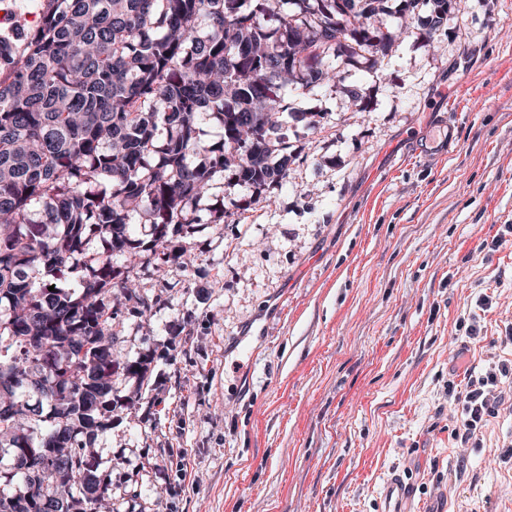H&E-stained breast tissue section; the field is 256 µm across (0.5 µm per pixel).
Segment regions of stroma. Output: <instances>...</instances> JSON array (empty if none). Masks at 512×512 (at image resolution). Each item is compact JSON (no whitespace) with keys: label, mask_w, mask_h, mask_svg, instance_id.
Masks as SVG:
<instances>
[{"label":"stroma","mask_w":512,"mask_h":512,"mask_svg":"<svg viewBox=\"0 0 512 512\" xmlns=\"http://www.w3.org/2000/svg\"><path fill=\"white\" fill-rule=\"evenodd\" d=\"M387 22L374 65L287 88L322 118L285 124L286 181L216 182L193 266L141 254L159 303L119 312L113 354L151 357L153 388L115 380L94 444L118 512H380L393 470L410 512H512V411L464 457L448 419L488 348L512 363V0Z\"/></svg>","instance_id":"1"}]
</instances>
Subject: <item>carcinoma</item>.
I'll list each match as a JSON object with an SVG mask.
<instances>
[{"mask_svg": "<svg viewBox=\"0 0 512 512\" xmlns=\"http://www.w3.org/2000/svg\"><path fill=\"white\" fill-rule=\"evenodd\" d=\"M410 1L445 25L450 0H400L396 13ZM245 2L43 0L37 26L0 33V373L20 377L0 448L39 470L0 474V512H99L109 483L87 448L112 425L114 377L151 378L148 359L112 353V298L137 297L141 317L159 303L133 287L137 249L191 265L174 237L200 222L224 171L258 192L288 178V83L334 82L329 61L395 41L386 0H275L274 28ZM204 112L223 127L217 150L199 138ZM81 267V293L57 286Z\"/></svg>", "mask_w": 512, "mask_h": 512, "instance_id": "cac0c4a2", "label": "carcinoma"}]
</instances>
